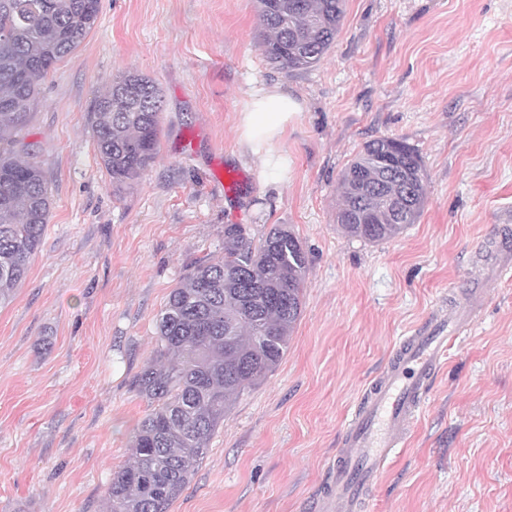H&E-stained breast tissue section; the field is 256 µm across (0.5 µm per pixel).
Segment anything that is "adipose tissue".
Here are the masks:
<instances>
[{
    "mask_svg": "<svg viewBox=\"0 0 512 512\" xmlns=\"http://www.w3.org/2000/svg\"><path fill=\"white\" fill-rule=\"evenodd\" d=\"M300 102L276 85L252 88L239 115V144L248 153L259 157L271 182H278L288 159L274 149L287 133L288 125L298 112Z\"/></svg>",
    "mask_w": 512,
    "mask_h": 512,
    "instance_id": "adipose-tissue-1",
    "label": "adipose tissue"
}]
</instances>
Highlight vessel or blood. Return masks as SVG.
<instances>
[{
	"label": "vessel or blood",
	"mask_w": 512,
	"mask_h": 512,
	"mask_svg": "<svg viewBox=\"0 0 512 512\" xmlns=\"http://www.w3.org/2000/svg\"><path fill=\"white\" fill-rule=\"evenodd\" d=\"M470 322V314L459 312L435 321L426 335L403 337L348 424L317 501L318 512H359L366 493L403 447L457 332Z\"/></svg>",
	"instance_id": "obj_1"
}]
</instances>
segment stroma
<instances>
[{
    "instance_id": "obj_1",
    "label": "stroma",
    "mask_w": 512,
    "mask_h": 512,
    "mask_svg": "<svg viewBox=\"0 0 512 512\" xmlns=\"http://www.w3.org/2000/svg\"><path fill=\"white\" fill-rule=\"evenodd\" d=\"M256 0H100L19 134L51 214L26 279L0 307V512H106L149 411L133 378L158 361L157 320L224 227L287 226L307 254L301 316L277 369L239 397L171 512H314L346 422L399 339L450 311L452 345L402 452L362 512H512V279L473 292L512 227V0H345L314 67L269 64ZM124 71L163 96L159 148L115 189L88 121ZM303 109L270 185L242 154L250 88ZM415 148L420 218L379 243L336 223L342 171L366 141ZM245 184L225 193L226 170Z\"/></svg>"
}]
</instances>
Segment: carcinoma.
Instances as JSON below:
<instances>
[{
    "label": "carcinoma",
    "instance_id": "carcinoma-1",
    "mask_svg": "<svg viewBox=\"0 0 512 512\" xmlns=\"http://www.w3.org/2000/svg\"><path fill=\"white\" fill-rule=\"evenodd\" d=\"M99 0H0V305L25 280L51 212L41 165L20 156L19 132L41 83L94 26ZM259 46L287 72L318 64L335 43L344 0H257ZM162 96L151 79L121 73L94 100L89 122L117 188L153 161ZM426 174L396 138L364 144L338 182L336 224L364 242L394 238L416 223ZM307 255L276 225L254 241L224 225V252L194 262L172 289L158 323L164 362L135 380L151 404L132 441V460L107 490L109 512H169L243 393L275 371L302 311Z\"/></svg>",
    "mask_w": 512,
    "mask_h": 512
}]
</instances>
